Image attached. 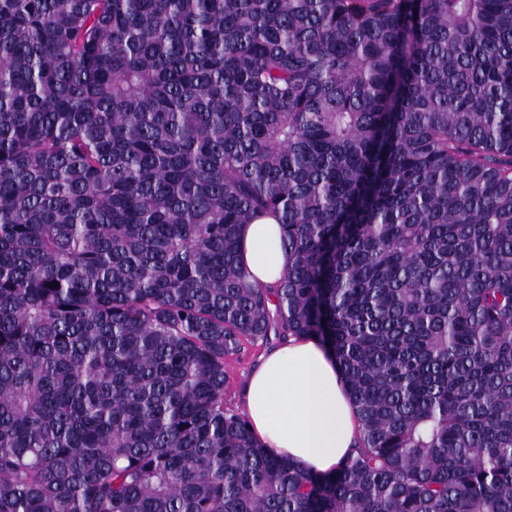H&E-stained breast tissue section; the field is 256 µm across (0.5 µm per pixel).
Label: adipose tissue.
<instances>
[{
	"instance_id": "obj_1",
	"label": "adipose tissue",
	"mask_w": 512,
	"mask_h": 512,
	"mask_svg": "<svg viewBox=\"0 0 512 512\" xmlns=\"http://www.w3.org/2000/svg\"><path fill=\"white\" fill-rule=\"evenodd\" d=\"M241 259L258 284L276 282L287 257L273 218L244 225ZM243 396L255 438L307 469L335 471L354 446L355 409L335 356L316 340L292 337L270 351Z\"/></svg>"
}]
</instances>
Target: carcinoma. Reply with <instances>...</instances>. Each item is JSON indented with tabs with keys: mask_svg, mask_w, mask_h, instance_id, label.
<instances>
[{
	"mask_svg": "<svg viewBox=\"0 0 512 512\" xmlns=\"http://www.w3.org/2000/svg\"><path fill=\"white\" fill-rule=\"evenodd\" d=\"M271 336L334 472L226 406ZM0 512H512V0H0ZM241 259L261 285H273L286 265L287 257L281 248V228L271 217L253 224H244ZM279 344L274 336L245 343L240 354L226 359L224 399L241 413L245 401L251 432L271 452L312 471H335L354 448L358 432L336 358L314 339L290 337L248 379L261 357Z\"/></svg>",
	"mask_w": 512,
	"mask_h": 512,
	"instance_id": "cac0c4a2",
	"label": "carcinoma"
}]
</instances>
